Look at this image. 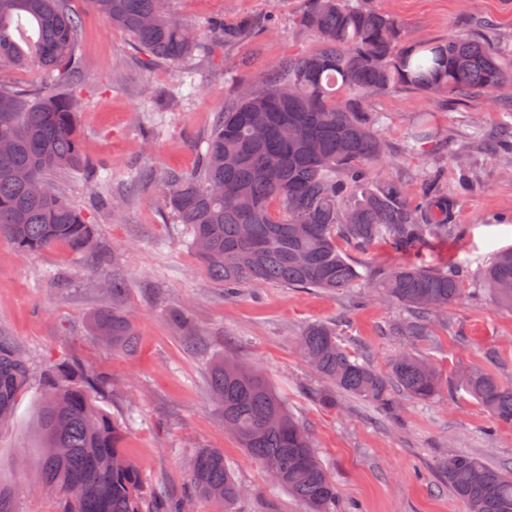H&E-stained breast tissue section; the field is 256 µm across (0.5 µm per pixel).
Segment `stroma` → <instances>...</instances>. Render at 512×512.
Segmentation results:
<instances>
[{"instance_id":"35a3bbf8","label":"stroma","mask_w":512,"mask_h":512,"mask_svg":"<svg viewBox=\"0 0 512 512\" xmlns=\"http://www.w3.org/2000/svg\"><path fill=\"white\" fill-rule=\"evenodd\" d=\"M395 15L417 37L440 39L458 32L463 18L493 23L512 44V0H369ZM304 0H168V10L187 19L199 35L194 56L181 65L148 62L121 31L90 14L84 0H71L81 20L79 72L66 93L77 95V128L88 167L58 177L60 194L95 226L96 256L60 245L21 255L0 238V328L8 331L32 363L29 384L19 393L12 421L0 427V480L17 490L18 512H55L52 499L27 478L37 458L31 421L50 358L91 372L100 381L98 403L117 422L135 416L123 440L145 497L192 499L193 512H211L194 498L187 462L196 449L218 448L241 487L235 512H302L287 492L273 487L265 471L224 430L212 403L208 364L231 354L257 366L308 431L335 479L336 512H466L438 466L455 453L473 454L499 466L512 461V428L495 427L490 415L455 383L459 366L489 367L512 382V312L495 308L476 280L465 284L446 320L429 327L417 354L443 373L433 399L403 401L386 417L369 402L337 395L322 404V380L305 366L297 345L309 324H333L338 334L377 369L386 370L401 341L388 332L405 315L379 300L368 282L328 291L268 284L224 290L213 281L184 225L161 191L166 172H196L217 119L260 77L283 59L317 46L295 23ZM271 15L273 29L235 43L210 32L213 21ZM361 110L387 146L381 177H392L407 199L442 169L445 187L458 170L449 147L468 149L479 182L459 206L458 231L445 242L400 254L379 243L366 251L345 246L360 272H380L408 262L425 269L475 272L495 253L512 248V164L472 143L474 128L492 133L512 123L498 100L474 98L464 106L398 90L362 99ZM435 138L414 155L405 149L421 113ZM112 196V210L96 195ZM127 281L126 303L136 318L134 353L112 352L92 336L91 313L111 307L103 282L112 273ZM189 305L195 333L173 322L171 309Z\"/></svg>"}]
</instances>
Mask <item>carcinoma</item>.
Here are the masks:
<instances>
[{"label":"carcinoma","instance_id":"1","mask_svg":"<svg viewBox=\"0 0 512 512\" xmlns=\"http://www.w3.org/2000/svg\"><path fill=\"white\" fill-rule=\"evenodd\" d=\"M167 0H86L89 11L127 34L152 60L181 64L199 45L196 30L166 9ZM296 23L318 40L312 52L290 57L223 113L206 141L197 173L165 177L167 203L190 234V243L212 279L225 288H351L361 273L338 246L367 249L378 242L405 253L455 233L459 196L439 176L426 180L411 201L389 180L371 188L384 144L358 112L357 97L404 89L462 100L492 94L512 83V53L502 52L492 25L470 27L422 41L392 14L364 0H305ZM29 24L33 46L20 31ZM80 19L68 0H0V66L45 68L68 80L76 73ZM272 28L268 17L212 24L232 43ZM342 90L352 95L339 99ZM79 101L56 88L19 90L0 83V236L23 254L58 244L94 253V227L57 191L51 175L86 167L76 131ZM495 307L512 310V249L498 252L477 273ZM390 303L408 311L390 333L419 340L463 291L456 270H427L405 263L373 277ZM112 307L90 319L94 335L114 350L136 346L135 320L122 300L127 286L107 279ZM308 367L336 392L360 397L391 415L402 396L433 398L441 371L404 351L382 372L362 359L328 323L301 333ZM30 363L0 329V424L14 412ZM457 384L492 417L512 427V383L478 367L462 370ZM224 430L288 491L304 512H336V482L313 448L306 429L255 368L223 354L209 370ZM125 426L96 401L88 375L64 360L44 374L33 423L39 448L34 473L56 489L58 512H159L146 500L134 464L121 448ZM196 498L233 512L240 488L218 448H199L191 460ZM441 473L466 512H512V467H493L477 456L456 454ZM0 512H17L13 488L0 480Z\"/></svg>","mask_w":512,"mask_h":512}]
</instances>
